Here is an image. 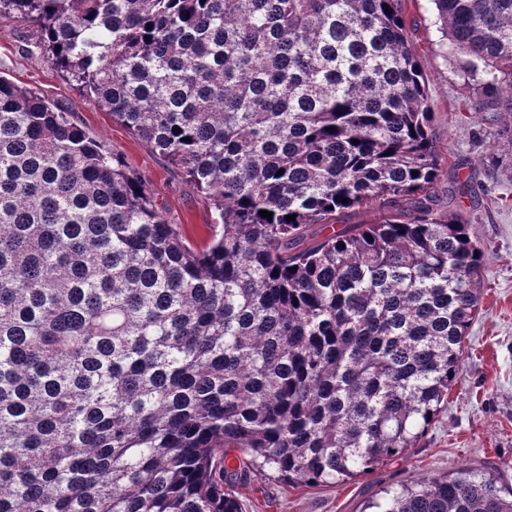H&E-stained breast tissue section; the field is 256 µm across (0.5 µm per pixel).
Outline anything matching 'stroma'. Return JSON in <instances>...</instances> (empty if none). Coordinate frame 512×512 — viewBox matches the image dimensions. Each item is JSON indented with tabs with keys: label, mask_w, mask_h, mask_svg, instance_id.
Returning a JSON list of instances; mask_svg holds the SVG:
<instances>
[{
	"label": "stroma",
	"mask_w": 512,
	"mask_h": 512,
	"mask_svg": "<svg viewBox=\"0 0 512 512\" xmlns=\"http://www.w3.org/2000/svg\"><path fill=\"white\" fill-rule=\"evenodd\" d=\"M411 46L421 65L433 132L445 159L434 194L441 211L461 216L484 250L480 310L464 341L459 379L417 446L373 473L346 482L285 484L255 475L238 486L242 512H364L371 500L407 479L473 467L512 487V168L495 165L498 126L470 108L481 81L441 39L431 0H402ZM30 24L0 19V75L68 109L74 121L150 185L168 220L199 244L215 214L195 186L115 123L93 99L63 82L38 48Z\"/></svg>",
	"instance_id": "1"
}]
</instances>
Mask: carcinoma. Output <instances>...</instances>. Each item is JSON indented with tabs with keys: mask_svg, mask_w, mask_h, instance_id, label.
Masks as SVG:
<instances>
[{
	"mask_svg": "<svg viewBox=\"0 0 512 512\" xmlns=\"http://www.w3.org/2000/svg\"><path fill=\"white\" fill-rule=\"evenodd\" d=\"M433 2L507 153L512 0ZM0 18L35 25L220 225L192 246L66 108L0 77V512H241L252 474L331 484L415 447L458 381L483 250L435 205L401 0H0ZM367 508L512 512V491L467 467Z\"/></svg>",
	"mask_w": 512,
	"mask_h": 512,
	"instance_id": "obj_1",
	"label": "carcinoma"
}]
</instances>
